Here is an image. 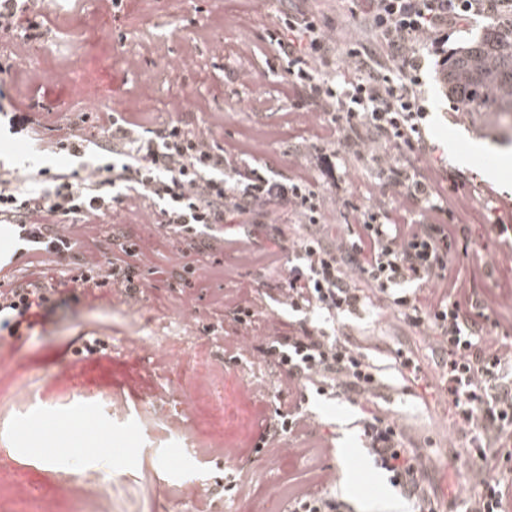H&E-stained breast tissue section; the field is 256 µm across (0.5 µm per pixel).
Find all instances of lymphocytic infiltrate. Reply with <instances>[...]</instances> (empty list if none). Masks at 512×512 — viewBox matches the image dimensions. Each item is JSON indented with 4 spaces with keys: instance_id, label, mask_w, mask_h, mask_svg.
I'll list each match as a JSON object with an SVG mask.
<instances>
[{
    "instance_id": "1",
    "label": "lymphocytic infiltrate",
    "mask_w": 512,
    "mask_h": 512,
    "mask_svg": "<svg viewBox=\"0 0 512 512\" xmlns=\"http://www.w3.org/2000/svg\"><path fill=\"white\" fill-rule=\"evenodd\" d=\"M355 2L344 37L336 35L338 18L316 7L279 15L268 33L293 93L289 122L327 120L315 143L293 153L287 177L259 163L253 150L225 152L205 126H155L133 112L12 115L13 128L31 137L56 131L51 150L82 165L24 173L0 166V224L16 246L0 264L25 255L36 261L26 283L0 289V329L17 335L22 324L70 302L67 289L46 284L44 271L54 259L82 258L105 215L142 212L180 242L172 260L188 279L215 267L186 264L187 248L223 243L225 225H241L235 240L241 261L256 260L276 272L286 266V275L271 285V300L300 317L298 330L284 335L278 317L259 328L254 305L243 298L234 303L240 333L253 341L251 354L276 366L279 385L358 401L381 387L383 367L360 344L338 335L337 321L383 306L410 328H431L439 388L452 400L455 425L469 436L476 456L500 472L462 500V512H512V341L481 327L487 310L504 299L492 291L476 295L454 270L453 247L463 231L457 219L469 212L474 196L462 176L425 161L432 152L426 72L447 68L448 42L466 31L472 16L512 18V0ZM43 18L44 0H0V38L14 50L30 49L47 33ZM340 51L352 65V79L336 78ZM344 151L376 165L370 191L394 190L400 198L394 214L367 209L355 223H327L331 202L310 172L316 166L335 180L334 158ZM398 153L421 159V167L397 165ZM252 224L288 237L289 258L257 250ZM120 250L121 257L108 263L83 261L73 282L86 289L116 286L135 299L163 277V269L145 274L130 264L135 243H122ZM354 425L368 456L412 512H437L429 460L406 446L395 421L375 410ZM315 427L301 404L275 408L259 447H279L285 437L303 445ZM335 484L329 475L292 489L288 512H352Z\"/></svg>"
}]
</instances>
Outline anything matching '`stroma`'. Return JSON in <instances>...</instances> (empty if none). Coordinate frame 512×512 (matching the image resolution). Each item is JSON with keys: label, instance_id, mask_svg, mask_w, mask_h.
<instances>
[{"label": "stroma", "instance_id": "35a3bbf8", "mask_svg": "<svg viewBox=\"0 0 512 512\" xmlns=\"http://www.w3.org/2000/svg\"><path fill=\"white\" fill-rule=\"evenodd\" d=\"M300 2L148 0L140 16L131 0H124L116 13L100 8L97 0H56L55 11L45 14L47 42L34 48V62L13 63V77L0 89L60 113L95 111L97 100L105 97L119 112H150L190 127L206 121L230 153L260 130L264 141L256 147L259 159L288 175L293 151L314 135L284 120L287 84L268 30L279 14ZM248 14L253 23L239 24V17ZM244 43L253 46L251 56H239ZM428 87V134L434 147L430 161L447 160L454 171L478 176L496 193L511 196L512 147L498 146L496 134L480 129L477 118L452 115L437 78H430ZM175 98L185 105L182 111L168 112L166 105ZM53 137L46 130L37 140L25 135L0 138V156L20 169L30 164L74 166V159L46 151ZM336 166L340 187L320 184L326 197L342 191L359 209H395L393 192L372 196L366 191L376 177L374 163L345 154ZM499 222L512 225V211H497L492 202L482 201L478 217L465 226V236L469 251L481 252L486 263L474 268L466 254L455 258L456 270L471 278L480 293L495 289L512 294V261L501 258L505 243L495 230ZM99 225V260L116 257L114 241L125 235L138 246L132 262L141 270L168 267L175 243L157 226L132 214L118 224L107 215ZM216 260L223 272L205 285L174 288L169 280L157 281L134 307V317L121 315L129 306L123 292L105 287L57 310L34 330L0 337V393H12L24 379L36 377L53 407L52 412L22 418L0 413V445L13 449L16 491L28 499L22 512H67L68 482L82 476L112 486L124 512H188L189 502L166 490L176 482L199 487L211 512H231L240 494L225 491V484L262 468L265 456L256 453L255 445L275 403L296 401L300 394L281 389L270 402L252 393L249 370L266 373L270 366L229 347L239 325L220 299L233 290L257 304L260 315H269L271 277L261 267L239 266L230 244L192 250L185 258L194 265ZM165 302L184 325L209 339L213 359L224 367V413L205 412L199 421L206 434L236 448L233 465L209 458L196 461L185 453L183 441L160 426L155 412H177L180 402L165 398L172 385L164 374L152 371L147 352L123 344L132 332L147 335L150 319ZM362 329L369 330L382 354L398 350L430 366L428 330H414L375 313L348 319V333ZM92 336L104 340L106 349L83 353L84 341ZM383 406L413 445L430 457L432 476L443 490L439 512H458L481 462L453 427L447 397L437 391L424 398L407 395L396 386L385 392ZM310 407L334 435V447L315 457L303 455L294 472L267 471L268 491L253 502L252 512H282L289 489L324 470L335 473L336 488L354 512H404V499L372 468L349 427L357 407L321 401ZM58 409L75 425L72 440L57 438ZM45 457L53 459L55 475L41 470Z\"/></svg>", "mask_w": 512, "mask_h": 512}]
</instances>
